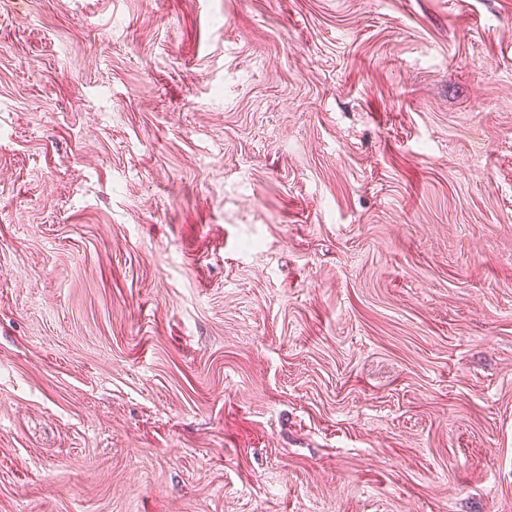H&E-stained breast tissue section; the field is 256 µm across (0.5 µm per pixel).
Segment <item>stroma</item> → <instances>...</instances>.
Wrapping results in <instances>:
<instances>
[{"label":"stroma","instance_id":"35a3bbf8","mask_svg":"<svg viewBox=\"0 0 512 512\" xmlns=\"http://www.w3.org/2000/svg\"><path fill=\"white\" fill-rule=\"evenodd\" d=\"M0 512H512V0H0Z\"/></svg>","mask_w":512,"mask_h":512}]
</instances>
